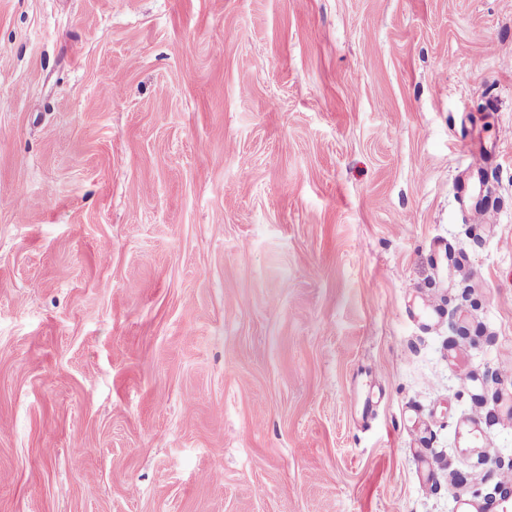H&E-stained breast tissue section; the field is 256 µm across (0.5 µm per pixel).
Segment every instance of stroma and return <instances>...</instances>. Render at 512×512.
Segmentation results:
<instances>
[{"instance_id": "stroma-1", "label": "stroma", "mask_w": 512, "mask_h": 512, "mask_svg": "<svg viewBox=\"0 0 512 512\" xmlns=\"http://www.w3.org/2000/svg\"><path fill=\"white\" fill-rule=\"evenodd\" d=\"M510 396L512 0H0V512L497 506ZM471 162L468 167L469 172V183L467 185H463L460 189V197L461 200L471 201L475 199L476 195V181L475 177L481 175V172L484 170L487 165L488 159L485 154L482 152L470 151ZM472 177V178H471Z\"/></svg>"}]
</instances>
